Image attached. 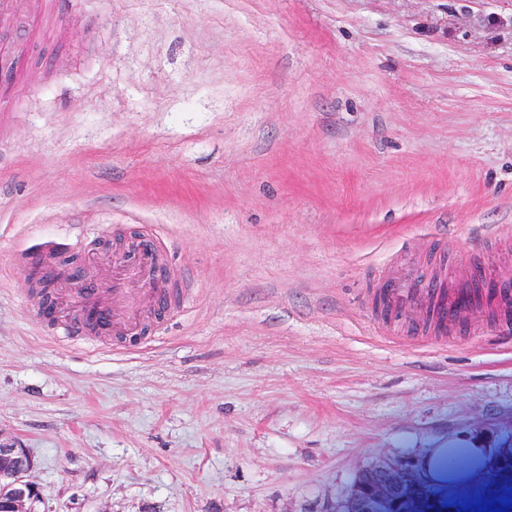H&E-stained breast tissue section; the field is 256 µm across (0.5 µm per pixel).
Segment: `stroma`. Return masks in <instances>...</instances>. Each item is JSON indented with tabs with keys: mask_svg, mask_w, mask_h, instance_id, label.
<instances>
[{
	"mask_svg": "<svg viewBox=\"0 0 512 512\" xmlns=\"http://www.w3.org/2000/svg\"><path fill=\"white\" fill-rule=\"evenodd\" d=\"M0 90V436L40 512H335L512 432V327L385 319L406 265L512 275V0H17ZM181 293L74 342L32 253L141 231Z\"/></svg>",
	"mask_w": 512,
	"mask_h": 512,
	"instance_id": "stroma-1",
	"label": "stroma"
}]
</instances>
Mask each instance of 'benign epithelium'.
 Segmentation results:
<instances>
[{
  "label": "benign epithelium",
  "instance_id": "7a95c632",
  "mask_svg": "<svg viewBox=\"0 0 512 512\" xmlns=\"http://www.w3.org/2000/svg\"><path fill=\"white\" fill-rule=\"evenodd\" d=\"M29 285L46 289L55 298L58 280L71 287L85 288L89 279L80 266L61 270L41 258L27 270ZM34 461L27 449L0 438V512H36L40 492L30 480ZM489 468L498 485H512V439L490 453ZM438 499L426 497L416 466L381 461L361 469L337 512H434Z\"/></svg>",
  "mask_w": 512,
  "mask_h": 512
}]
</instances>
